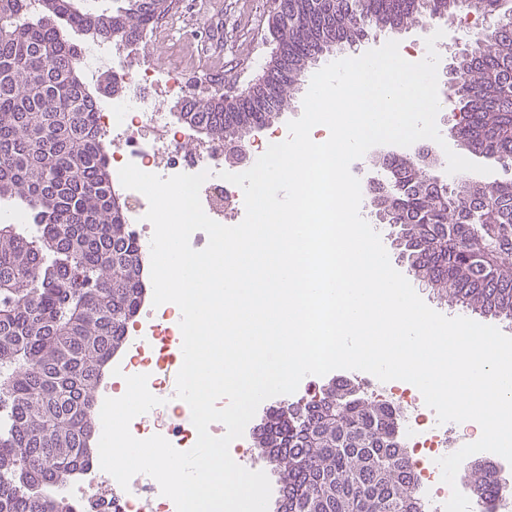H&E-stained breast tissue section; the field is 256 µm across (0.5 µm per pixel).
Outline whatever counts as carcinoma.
I'll use <instances>...</instances> for the list:
<instances>
[{"instance_id": "carcinoma-1", "label": "carcinoma", "mask_w": 512, "mask_h": 512, "mask_svg": "<svg viewBox=\"0 0 512 512\" xmlns=\"http://www.w3.org/2000/svg\"><path fill=\"white\" fill-rule=\"evenodd\" d=\"M509 0H284L290 24L272 14L275 43L258 79L241 92L191 99L180 113L224 144L274 123L323 58L311 32L322 22L345 50L372 30L431 26L457 12L493 20L452 57L451 127L459 146L512 170V6ZM167 0H0V202L22 224L0 225V512H72L48 492L89 460L95 396L124 343L143 294V251L116 204L112 164L96 121V97L79 79L69 28L109 39L143 38ZM429 162L394 157L385 170L407 188L375 208L396 229L412 274L437 294L485 316L512 320V178L432 183ZM259 452L276 462L283 512H418V478L405 458L398 411L349 383L269 408ZM469 488L488 506L506 484L479 464Z\"/></svg>"}]
</instances>
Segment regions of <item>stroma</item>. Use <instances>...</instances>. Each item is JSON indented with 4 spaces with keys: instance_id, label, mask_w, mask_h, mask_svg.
<instances>
[{
    "instance_id": "stroma-1",
    "label": "stroma",
    "mask_w": 512,
    "mask_h": 512,
    "mask_svg": "<svg viewBox=\"0 0 512 512\" xmlns=\"http://www.w3.org/2000/svg\"><path fill=\"white\" fill-rule=\"evenodd\" d=\"M171 14L155 39L137 45L142 58L156 65L175 66L189 78L209 85L234 82L244 89L262 72L273 45L267 34L269 0H174ZM464 15L439 22L438 95L447 98L445 66L467 38Z\"/></svg>"
}]
</instances>
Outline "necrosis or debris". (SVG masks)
I'll list each match as a JSON object with an SVG mask.
<instances>
[{
  "label": "necrosis or debris",
  "instance_id": "4bbe7bcc",
  "mask_svg": "<svg viewBox=\"0 0 512 512\" xmlns=\"http://www.w3.org/2000/svg\"><path fill=\"white\" fill-rule=\"evenodd\" d=\"M84 70L88 77H96L102 66H110L122 78L125 91L112 98L107 107L98 112V123L110 152L113 170L132 163L140 170L168 178L180 173L197 174L209 171V178L200 188V201L205 213L221 215L225 201L243 206L244 195L236 185L222 179L224 143L217 139L205 142L199 153L187 155L183 144L194 136L187 128L166 127L163 140L145 138L143 130L149 120V104L154 94L173 98L184 97L186 76L177 70H160L145 62L122 63L114 54L110 41L88 40L82 47ZM180 316L169 307L149 317L151 351L149 355H134L121 364L122 373L132 375L144 370L150 391L162 396L170 382L169 370L175 359L171 347L179 332ZM367 393L375 400L408 408L403 423L406 445L412 448L411 464L423 483L435 486L434 512H444L451 489L441 480L439 458L452 454L471 443V434L449 431L447 424L438 423L435 415L419 409L420 393L412 384L387 386L370 383ZM133 430L138 438L163 436L180 451L190 450L196 443L197 431L191 421V411L185 402L166 407L164 412H153L151 419H136ZM73 501L76 512H172L173 502L162 495L158 482L140 473L131 479L128 487L115 484L113 477L91 462L82 466L61 485Z\"/></svg>",
  "mask_w": 512,
  "mask_h": 512
}]
</instances>
